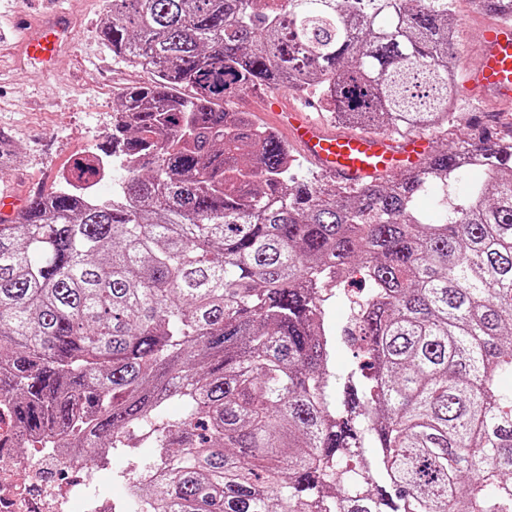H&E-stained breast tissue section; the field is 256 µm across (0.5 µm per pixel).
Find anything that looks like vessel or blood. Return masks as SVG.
Instances as JSON below:
<instances>
[{"label":"vessel or blood","mask_w":512,"mask_h":512,"mask_svg":"<svg viewBox=\"0 0 512 512\" xmlns=\"http://www.w3.org/2000/svg\"><path fill=\"white\" fill-rule=\"evenodd\" d=\"M72 34L68 14H49L41 23L24 29L21 47L52 71L65 39ZM479 62L465 72L460 91L496 101H512V23L486 28L479 39ZM279 125L289 131L301 152L325 175L340 183L354 184L379 173L396 174L419 162L426 147L422 138L394 141L371 134L327 131L306 112L283 108L269 100Z\"/></svg>","instance_id":"1"}]
</instances>
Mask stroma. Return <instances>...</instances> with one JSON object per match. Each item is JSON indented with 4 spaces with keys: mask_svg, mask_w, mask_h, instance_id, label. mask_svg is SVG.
I'll list each match as a JSON object with an SVG mask.
<instances>
[{
    "mask_svg": "<svg viewBox=\"0 0 512 512\" xmlns=\"http://www.w3.org/2000/svg\"><path fill=\"white\" fill-rule=\"evenodd\" d=\"M70 14L74 35L59 54L53 72L23 55L18 31L39 23L51 11ZM459 26L458 60L475 64L477 43L494 17L475 13L470 0H454ZM103 0H0V129L11 134L18 150L15 164L1 187L17 198L50 189L56 176L69 169L87 149L103 142L112 126V106L128 86L151 75L114 58L98 37L104 21ZM460 117L448 132H430L437 148L467 139L471 117L511 115L512 103L457 99Z\"/></svg>",
    "mask_w": 512,
    "mask_h": 512,
    "instance_id": "obj_1",
    "label": "stroma"
}]
</instances>
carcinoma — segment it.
Here are the masks:
<instances>
[{
	"mask_svg": "<svg viewBox=\"0 0 512 512\" xmlns=\"http://www.w3.org/2000/svg\"><path fill=\"white\" fill-rule=\"evenodd\" d=\"M472 2L512 20V0ZM451 3L106 0L100 39L153 75L73 164L109 165L112 195L61 180L0 216V397L28 444L124 449L146 512H512V134L320 186L224 106L313 89L343 124L444 129ZM15 158L0 131V174ZM356 274L329 331L322 284Z\"/></svg>",
	"mask_w": 512,
	"mask_h": 512,
	"instance_id": "obj_1",
	"label": "carcinoma"
}]
</instances>
